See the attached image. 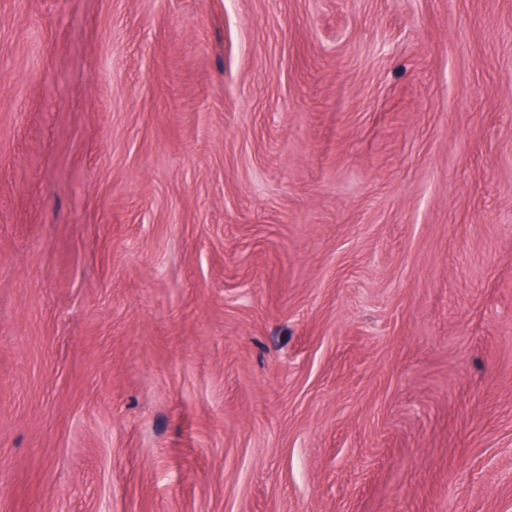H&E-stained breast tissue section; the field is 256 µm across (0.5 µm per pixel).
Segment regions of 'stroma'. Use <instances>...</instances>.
Returning <instances> with one entry per match:
<instances>
[{
  "instance_id": "35a3bbf8",
  "label": "stroma",
  "mask_w": 512,
  "mask_h": 512,
  "mask_svg": "<svg viewBox=\"0 0 512 512\" xmlns=\"http://www.w3.org/2000/svg\"><path fill=\"white\" fill-rule=\"evenodd\" d=\"M0 512H512V0H0Z\"/></svg>"
}]
</instances>
